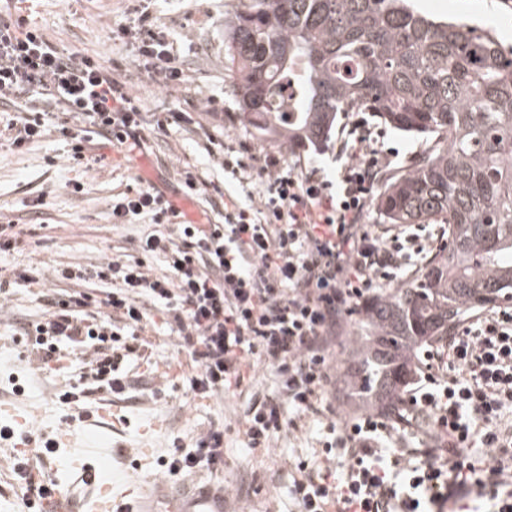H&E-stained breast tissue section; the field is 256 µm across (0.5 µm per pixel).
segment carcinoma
Returning <instances> with one entry per match:
<instances>
[{"label":"carcinoma","instance_id":"obj_1","mask_svg":"<svg viewBox=\"0 0 512 512\" xmlns=\"http://www.w3.org/2000/svg\"><path fill=\"white\" fill-rule=\"evenodd\" d=\"M224 58L241 122L267 135L322 146L338 114L364 110L430 141L382 177L376 208L387 224H444L448 243L358 312L342 374L358 404L400 407L418 349L512 302V48L407 0H238Z\"/></svg>","mask_w":512,"mask_h":512}]
</instances>
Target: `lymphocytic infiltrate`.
I'll return each instance as SVG.
<instances>
[{
  "label": "lymphocytic infiltrate",
  "instance_id": "f902f5d3",
  "mask_svg": "<svg viewBox=\"0 0 512 512\" xmlns=\"http://www.w3.org/2000/svg\"><path fill=\"white\" fill-rule=\"evenodd\" d=\"M113 40L129 47L143 77L182 89L186 73L173 39L159 32L146 8L135 9ZM55 99L60 133L74 164L87 163L89 144L142 146L141 105L95 57L52 46L26 18L0 16V102ZM354 140L336 149L335 181L300 171L279 154L259 168L252 204H232L220 224L178 222L174 235L139 240L137 260L111 258L58 270L75 291L56 294L45 316L25 328L41 367L59 371V344L89 354L81 384L61 393L83 412L91 391L122 395L132 386L125 362L142 345L145 301L167 309L179 345L193 365L188 388L208 398L240 391L247 372H274L278 393L252 399L239 422L245 443L267 446L299 419L332 412L331 350L356 308L376 297L395 271L433 248L407 229L384 237L364 223L386 160L369 152L366 119L352 124ZM178 208L153 187L112 199L116 224L177 219ZM163 254L164 272L149 274L143 259ZM401 410L364 413L331 429L318 461L291 467L290 493L299 512H469L468 498L489 497L493 512H512V308L496 307L451 329L424 354ZM295 411L285 419L284 407ZM428 421L431 444L406 446L394 435L405 418ZM54 444L22 454L13 470L30 512L54 482L44 462ZM350 461L344 476L336 459ZM170 477L224 467V430L214 426L190 446L161 458Z\"/></svg>",
  "mask_w": 512,
  "mask_h": 512
}]
</instances>
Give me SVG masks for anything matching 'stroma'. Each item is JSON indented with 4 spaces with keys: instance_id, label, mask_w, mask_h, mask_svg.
Masks as SVG:
<instances>
[{
    "instance_id": "1",
    "label": "stroma",
    "mask_w": 512,
    "mask_h": 512,
    "mask_svg": "<svg viewBox=\"0 0 512 512\" xmlns=\"http://www.w3.org/2000/svg\"><path fill=\"white\" fill-rule=\"evenodd\" d=\"M237 0H149L147 7L158 28L174 39L187 73L188 88L175 91L148 82L133 64L128 48L112 39V30L127 21L132 0H0V12L25 16L56 47L96 57L125 83L144 112L146 140L143 147L128 151L99 144L102 163L85 168L68 161V143L55 129H48L22 153L10 147L9 130L0 122V225H22V251L0 254V268L22 267L31 262L44 269L66 263L95 264L104 258H143L159 272L165 268L162 255L141 257L139 238L153 232L144 219L114 227L109 216L113 194L126 188L158 187L174 193L181 189L184 171H194L208 186L199 195L185 199L182 212L194 223H221L228 200L249 204L257 188L256 174L262 157L280 153L289 164L318 168L327 179H335L339 164L336 143L356 115L341 113L331 139L320 151L289 148L287 142L263 138L243 126L234 97V78L224 67V18L232 14ZM415 8L437 21L455 20L489 28L504 46L512 47V0H414ZM190 112V125L169 127L161 132L157 119L170 104ZM374 137L370 149L391 157V169L409 166L424 148L423 140L369 119ZM223 138L239 151L249 165V177L222 171L205 148L208 135ZM83 192L70 189L73 182ZM46 195L47 204L35 208L34 200ZM43 285L14 287L9 301L0 307V403L12 417L32 418L45 435L60 428L72 436L70 445L50 461L49 471L63 487H71L78 464L92 462L96 455L114 452L113 474L129 466L118 456L121 448H152L164 456L174 441L189 443L191 437L212 424L224 425V471L230 488L241 496L244 512H298L288 493L291 463L310 459L319 440L328 435L330 421H344L355 412L353 403L336 400V416L307 418L298 432H285L270 447H246L238 433V420L252 395L274 396L272 376L257 371L241 394L198 399L181 378L189 361L178 349L169 326L167 310L154 306L146 328L147 347L126 361L133 386L124 396L91 395L92 411L109 408L107 418L94 423H76L57 392L84 372V358L71 356L67 372L52 374L30 363L21 334L24 324L39 319L47 310ZM25 391L13 394V382Z\"/></svg>"
}]
</instances>
